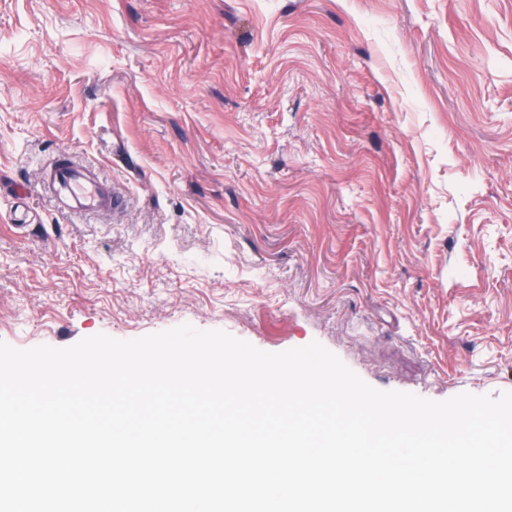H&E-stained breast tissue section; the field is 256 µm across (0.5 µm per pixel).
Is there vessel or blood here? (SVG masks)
<instances>
[{
    "label": "vessel or blood",
    "mask_w": 512,
    "mask_h": 512,
    "mask_svg": "<svg viewBox=\"0 0 512 512\" xmlns=\"http://www.w3.org/2000/svg\"><path fill=\"white\" fill-rule=\"evenodd\" d=\"M41 191L71 214L101 217L123 205L122 196L99 168L64 154L42 167Z\"/></svg>",
    "instance_id": "obj_1"
}]
</instances>
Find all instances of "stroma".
Masks as SVG:
<instances>
[{
	"instance_id": "stroma-1",
	"label": "stroma",
	"mask_w": 512,
	"mask_h": 512,
	"mask_svg": "<svg viewBox=\"0 0 512 512\" xmlns=\"http://www.w3.org/2000/svg\"><path fill=\"white\" fill-rule=\"evenodd\" d=\"M184 324L511 392L512 0H0V341ZM41 191L71 214L101 217L123 205L112 181L96 166L63 154L42 166Z\"/></svg>"
}]
</instances>
